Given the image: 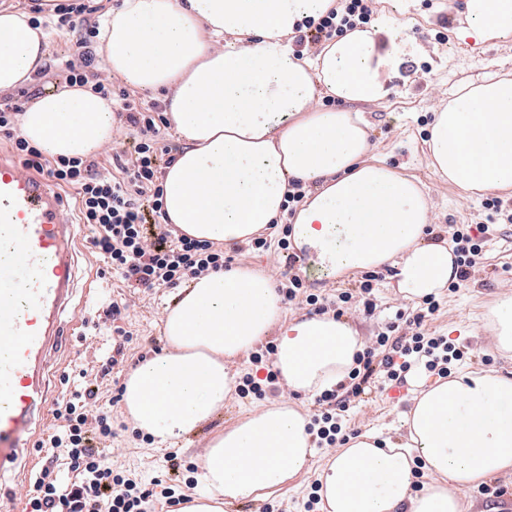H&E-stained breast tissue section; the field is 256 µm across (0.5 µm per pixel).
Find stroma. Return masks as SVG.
<instances>
[{
  "instance_id": "stroma-1",
  "label": "stroma",
  "mask_w": 512,
  "mask_h": 512,
  "mask_svg": "<svg viewBox=\"0 0 512 512\" xmlns=\"http://www.w3.org/2000/svg\"><path fill=\"white\" fill-rule=\"evenodd\" d=\"M464 0H410L405 30L421 48L420 54L408 58L397 78L390 83L387 98L377 103H358L371 132V151L394 167H405L418 177L431 207V227L447 233L453 224H482L488 214L484 204L487 194L464 198L447 178L431 171L426 162L425 142L435 110L447 104L456 89L464 83L477 82L490 75L512 79V41H491L472 48L459 42L456 31L464 23ZM484 259L471 278L456 291H442L437 296L438 311L426 318V332L449 337L465 347L463 370H495L512 374V355L503 356L488 347L485 314L488 307L503 294H512V223L497 225L493 236L484 244ZM77 281L70 302L63 313L64 322L74 323L69 345L54 348L49 356V389L53 397H61L66 387L63 375L86 372L95 378L100 357L112 348L113 325L99 321L96 329L85 322L93 307L110 300L128 303V316L122 320L132 340L127 360L113 380L101 383L103 397L121 396L124 382L137 365L163 351V320L173 306L177 291L157 288L151 291L127 287L119 278L105 274L104 263L94 254L87 239L76 247ZM374 282L377 308L365 314L358 307L345 310L343 317L358 330L364 345H371L377 334L394 327L396 335L410 333V320L419 301L407 300L397 288L392 268L381 270ZM435 375L417 368L403 387L373 389L363 402L351 403L347 426L351 433H398L400 419L413 397L434 384ZM255 401L232 398L213 418L195 432L193 440L174 444L173 449L185 460L198 462L212 437L238 421L255 408ZM112 461L115 468L126 471L142 481H150L161 470L164 452L154 443L135 439L131 432L118 431L113 437ZM329 450H319L313 470L300 473L288 484L261 498V505L273 506L275 512H302L311 485L316 480L315 468L329 458ZM489 493L480 487L462 489L460 496L466 512H512V475L489 480Z\"/></svg>"
}]
</instances>
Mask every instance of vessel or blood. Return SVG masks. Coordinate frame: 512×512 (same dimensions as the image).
Wrapping results in <instances>:
<instances>
[{
	"mask_svg": "<svg viewBox=\"0 0 512 512\" xmlns=\"http://www.w3.org/2000/svg\"><path fill=\"white\" fill-rule=\"evenodd\" d=\"M60 192L0 154V471L27 447L48 413L46 354L65 336L62 315L77 279L80 235Z\"/></svg>",
	"mask_w": 512,
	"mask_h": 512,
	"instance_id": "b4317fda",
	"label": "vessel or blood"
}]
</instances>
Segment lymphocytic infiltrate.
<instances>
[{
  "mask_svg": "<svg viewBox=\"0 0 512 512\" xmlns=\"http://www.w3.org/2000/svg\"><path fill=\"white\" fill-rule=\"evenodd\" d=\"M94 12V7L83 4H57L51 24L58 33L73 38L72 52L61 62L67 84L91 86L115 101L119 124L111 142L85 158L46 159L18 133L22 107L10 96L0 98V136L9 141L24 166L45 174L60 188L73 190L79 220L91 230L92 248L128 287H174L186 279L222 271L227 263L223 249L189 238L165 221L162 181L176 152L166 131L168 120L159 103L132 97L120 79L103 67L95 47L100 23L94 20ZM369 19L365 0H339L319 21H306L304 33L291 35L290 40L309 52L332 32ZM489 231L486 224H463L452 233L458 281L468 280ZM463 356V350L444 336L418 331L403 339L381 333L373 346L356 354L348 373V398H339L333 390L317 397L319 410L312 415L308 431L317 447H335L344 440L343 413L349 398L370 391L373 377H381L386 385L399 383L421 365L444 378L450 360ZM53 417V427L38 443L45 455L29 479L30 512H157L161 501L170 507L189 503L196 467L177 453L164 454L163 466L176 473L188 472V491L182 495L162 479L145 486L113 468L112 451L106 446L113 435L112 410L102 403L97 388L75 385L56 400Z\"/></svg>",
  "mask_w": 512,
  "mask_h": 512,
  "instance_id": "obj_1",
  "label": "lymphocytic infiltrate"
}]
</instances>
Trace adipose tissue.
<instances>
[{"label":"adipose tissue","mask_w":512,"mask_h":512,"mask_svg":"<svg viewBox=\"0 0 512 512\" xmlns=\"http://www.w3.org/2000/svg\"><path fill=\"white\" fill-rule=\"evenodd\" d=\"M407 0L370 28L328 42L312 59L288 44L298 23L336 0H123L106 13L97 52L128 86L162 94L185 147L167 168L169 223L199 241L233 246L279 224L291 182L307 194L292 220L296 248L339 277L385 265L404 298L439 294L453 277L447 244L426 242L419 181L370 154L355 103L387 97V81L416 44L400 37ZM459 40L512 39V0H465ZM48 36L28 13L0 8V91L33 81ZM332 99L329 107L319 97ZM111 99L88 87H54L20 117V132L48 157H84L111 141ZM427 163L463 194L512 189V79L466 83L434 114ZM273 367L289 399L251 411L214 437L200 461L205 486L188 512H224L228 500L280 489L315 454L309 420L291 397L338 385L362 341L329 314L288 319L263 272L234 266L180 288L163 322L167 348L140 363L123 400L158 445L183 439L223 408L236 387L232 362L272 327ZM406 435L363 434L318 473L322 512H464L451 485L512 473V375L463 371L420 392ZM429 480L413 490L415 465Z\"/></svg>","instance_id":"1"}]
</instances>
